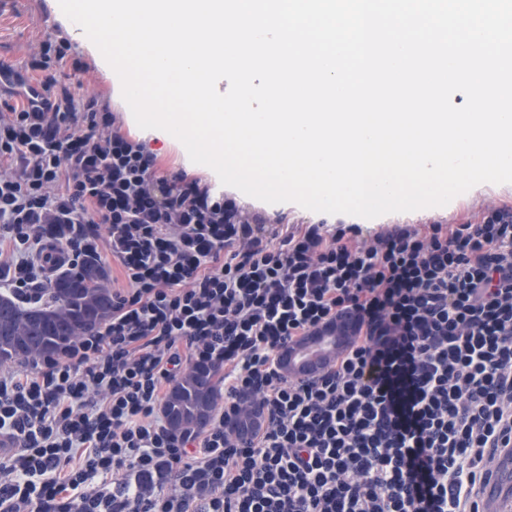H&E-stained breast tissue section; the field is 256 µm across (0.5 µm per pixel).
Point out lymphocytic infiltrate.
Listing matches in <instances>:
<instances>
[{"label": "lymphocytic infiltrate", "instance_id": "obj_1", "mask_svg": "<svg viewBox=\"0 0 512 512\" xmlns=\"http://www.w3.org/2000/svg\"><path fill=\"white\" fill-rule=\"evenodd\" d=\"M70 47L44 36L41 93L0 101V288L40 302L111 257L112 312L21 372L0 365V512H480L512 449V210L397 229L266 225L123 134ZM352 313L326 374L279 371L287 341ZM204 368L214 418L162 406ZM259 397L261 427L224 425Z\"/></svg>", "mask_w": 512, "mask_h": 512}]
</instances>
